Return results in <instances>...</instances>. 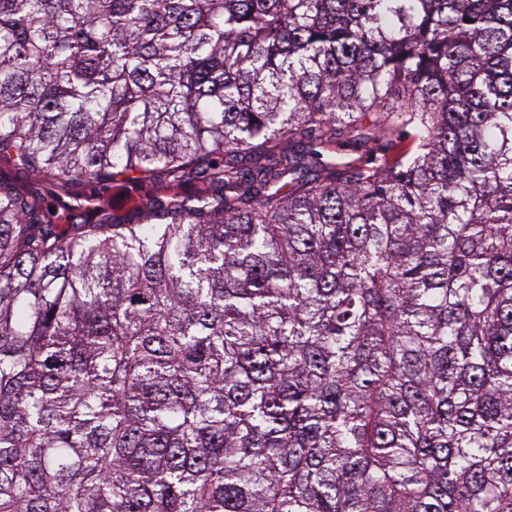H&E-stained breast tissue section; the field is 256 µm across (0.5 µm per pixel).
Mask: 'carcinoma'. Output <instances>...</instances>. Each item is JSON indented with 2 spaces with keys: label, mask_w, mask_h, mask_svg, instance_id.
Here are the masks:
<instances>
[{
  "label": "carcinoma",
  "mask_w": 512,
  "mask_h": 512,
  "mask_svg": "<svg viewBox=\"0 0 512 512\" xmlns=\"http://www.w3.org/2000/svg\"><path fill=\"white\" fill-rule=\"evenodd\" d=\"M0 512H512V0H0ZM0 182L40 202L51 224L120 223L129 219L149 195L163 197L166 184L158 180L117 177L96 182H60L40 176L0 157Z\"/></svg>",
  "instance_id": "carcinoma-1"
}]
</instances>
